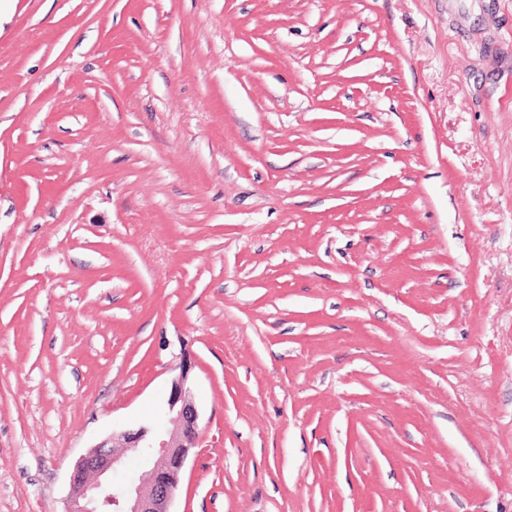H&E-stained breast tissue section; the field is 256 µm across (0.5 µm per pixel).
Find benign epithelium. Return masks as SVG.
Segmentation results:
<instances>
[{
  "instance_id": "benign-epithelium-1",
  "label": "benign epithelium",
  "mask_w": 512,
  "mask_h": 512,
  "mask_svg": "<svg viewBox=\"0 0 512 512\" xmlns=\"http://www.w3.org/2000/svg\"><path fill=\"white\" fill-rule=\"evenodd\" d=\"M189 372L187 363L179 365L158 420L112 431L76 462L64 512H170L199 438ZM129 452L141 459L143 478L117 484Z\"/></svg>"
}]
</instances>
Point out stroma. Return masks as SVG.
Masks as SVG:
<instances>
[{"label":"stroma","instance_id":"obj_1","mask_svg":"<svg viewBox=\"0 0 512 512\" xmlns=\"http://www.w3.org/2000/svg\"><path fill=\"white\" fill-rule=\"evenodd\" d=\"M184 360L174 512H512V0H0V512Z\"/></svg>","mask_w":512,"mask_h":512}]
</instances>
